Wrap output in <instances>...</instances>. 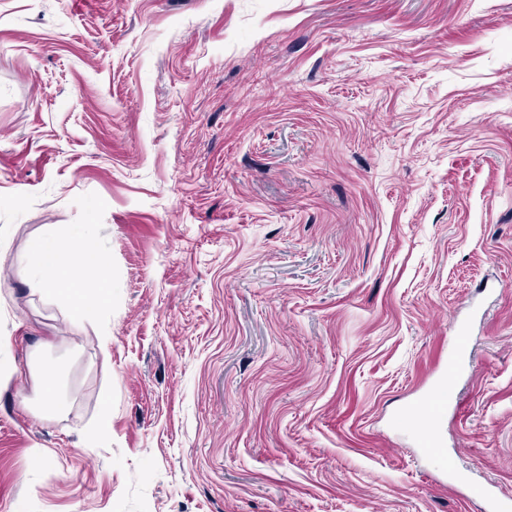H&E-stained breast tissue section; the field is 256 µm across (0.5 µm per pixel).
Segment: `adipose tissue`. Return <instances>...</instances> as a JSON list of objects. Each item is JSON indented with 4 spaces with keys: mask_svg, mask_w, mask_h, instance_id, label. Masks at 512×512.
Returning <instances> with one entry per match:
<instances>
[{
    "mask_svg": "<svg viewBox=\"0 0 512 512\" xmlns=\"http://www.w3.org/2000/svg\"><path fill=\"white\" fill-rule=\"evenodd\" d=\"M23 270L31 294L62 297L73 321L89 320L105 302L106 259L89 225L65 235L50 233L34 239Z\"/></svg>",
    "mask_w": 512,
    "mask_h": 512,
    "instance_id": "1",
    "label": "adipose tissue"
}]
</instances>
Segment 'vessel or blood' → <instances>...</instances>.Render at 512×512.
Masks as SVG:
<instances>
[{
    "mask_svg": "<svg viewBox=\"0 0 512 512\" xmlns=\"http://www.w3.org/2000/svg\"><path fill=\"white\" fill-rule=\"evenodd\" d=\"M463 356V347H456L454 354L449 356L447 364L443 367L438 383L399 416L400 421L414 429L419 447L425 448L429 456L441 459L440 471L444 474L452 472L454 464L444 457L437 434V422L449 405L456 402L452 390ZM469 493L483 501L485 512H512V498L500 497L490 487L473 486L470 487Z\"/></svg>",
    "mask_w": 512,
    "mask_h": 512,
    "instance_id": "b4317fda",
    "label": "vessel or blood"
}]
</instances>
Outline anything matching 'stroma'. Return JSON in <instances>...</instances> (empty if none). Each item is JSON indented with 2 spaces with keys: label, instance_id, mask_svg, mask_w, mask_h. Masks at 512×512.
Wrapping results in <instances>:
<instances>
[{
  "label": "stroma",
  "instance_id": "obj_1",
  "mask_svg": "<svg viewBox=\"0 0 512 512\" xmlns=\"http://www.w3.org/2000/svg\"><path fill=\"white\" fill-rule=\"evenodd\" d=\"M92 224L91 320L21 257ZM468 323L439 434L397 423ZM66 410L32 402L31 352ZM0 512L512 497V0H0ZM44 451L42 462L33 449Z\"/></svg>",
  "mask_w": 512,
  "mask_h": 512
}]
</instances>
